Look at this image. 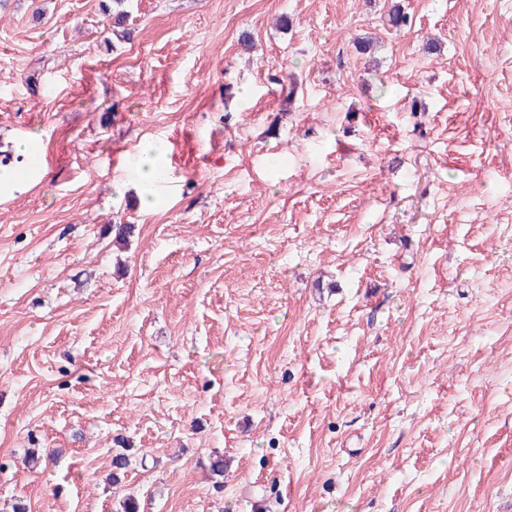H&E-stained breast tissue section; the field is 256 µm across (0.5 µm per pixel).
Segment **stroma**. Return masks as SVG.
Here are the masks:
<instances>
[{"label": "stroma", "instance_id": "obj_1", "mask_svg": "<svg viewBox=\"0 0 512 512\" xmlns=\"http://www.w3.org/2000/svg\"><path fill=\"white\" fill-rule=\"evenodd\" d=\"M127 9L0 5V512H512V0ZM128 178H134L143 188V204L152 207L155 203L152 188L163 181H174L176 174L167 165L163 154L155 145L142 146L131 154L125 170V178L114 183L116 192H121Z\"/></svg>", "mask_w": 512, "mask_h": 512}]
</instances>
